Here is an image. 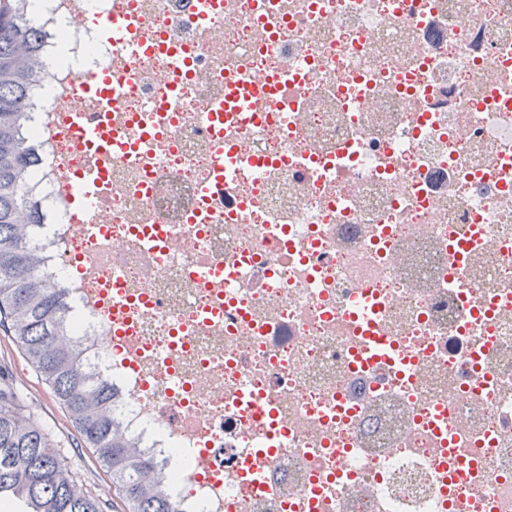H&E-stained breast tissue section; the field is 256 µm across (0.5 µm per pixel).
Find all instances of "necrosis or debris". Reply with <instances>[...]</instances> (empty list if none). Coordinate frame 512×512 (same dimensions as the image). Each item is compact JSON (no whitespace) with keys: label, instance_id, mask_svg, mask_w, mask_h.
Listing matches in <instances>:
<instances>
[{"label":"necrosis or debris","instance_id":"necrosis-or-debris-1","mask_svg":"<svg viewBox=\"0 0 512 512\" xmlns=\"http://www.w3.org/2000/svg\"><path fill=\"white\" fill-rule=\"evenodd\" d=\"M213 3L205 23L195 0L25 5L35 274L92 381L178 512H512V0ZM91 14L134 24L110 39ZM105 69L117 100L72 91ZM275 75L255 122L210 121L225 78ZM76 112L130 151L79 146ZM221 145L247 167L216 178ZM85 169L91 215L69 195Z\"/></svg>","mask_w":512,"mask_h":512}]
</instances>
